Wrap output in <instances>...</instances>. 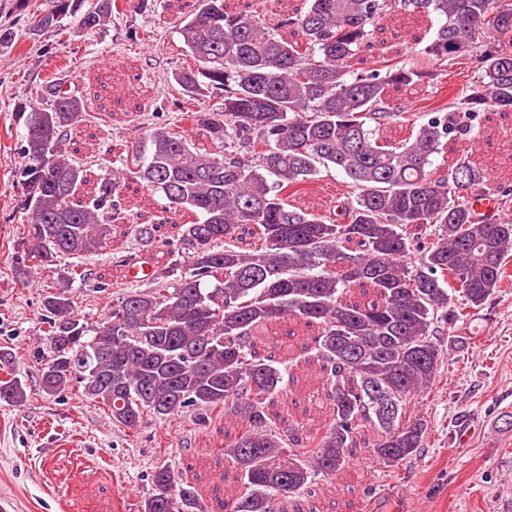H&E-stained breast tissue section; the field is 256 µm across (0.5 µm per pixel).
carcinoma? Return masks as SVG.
Returning <instances> with one entry per match:
<instances>
[{
	"label": "carcinoma",
	"instance_id": "obj_1",
	"mask_svg": "<svg viewBox=\"0 0 512 512\" xmlns=\"http://www.w3.org/2000/svg\"><path fill=\"white\" fill-rule=\"evenodd\" d=\"M307 2L281 22L296 27L302 51L227 0H199L184 20L190 63L174 76L172 101L224 93L220 111H185L214 152L174 120L151 128L146 144L120 155L117 174L93 184L66 147L70 129L90 118L83 99L59 79L46 81L36 88L46 107L24 121L27 233L14 245L17 277L50 270L61 255L103 250L118 234L150 244L153 228L124 223L127 175L193 216L166 243L151 288L130 285L98 321L79 314L65 287L44 285L41 383L48 395L81 389L116 427L134 429L147 413L191 411L200 423L224 413L237 432L224 456L242 486L224 512H287L317 477L349 467L365 427L378 432L369 453L385 468L416 454L428 426L407 415V401L436 382L443 343H460L470 312L512 288V219L472 205L489 191L486 170L463 151L445 175L430 171L440 147L475 137L482 112H512V5L401 0L437 17L430 42L357 72L353 58L388 0ZM76 13L94 30L121 9L118 0H53L27 16L28 31L38 36ZM462 64L474 65L463 83L411 111L390 106L389 90ZM389 123L409 131L396 147L376 134ZM330 168L349 188L342 222L298 204ZM279 319L317 329L286 365L256 350ZM86 347L89 362L55 364ZM16 365L0 347V401L11 405L28 398ZM311 373L306 393L326 405L328 419L281 426L270 406ZM151 483L141 512H205L173 466L156 467Z\"/></svg>",
	"mask_w": 512,
	"mask_h": 512
}]
</instances>
